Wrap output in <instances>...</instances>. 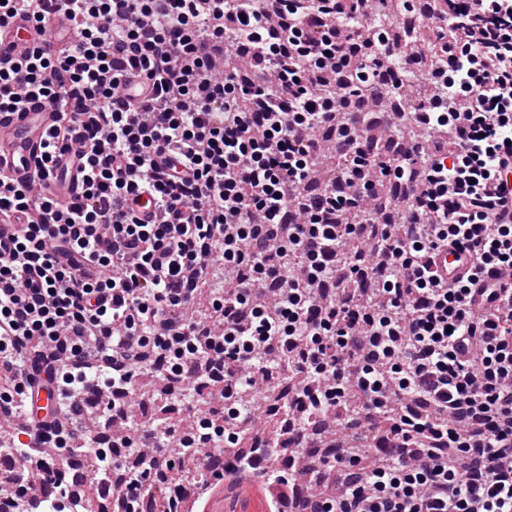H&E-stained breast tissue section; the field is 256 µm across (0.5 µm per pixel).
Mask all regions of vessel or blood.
<instances>
[{"label": "vessel or blood", "mask_w": 512, "mask_h": 512, "mask_svg": "<svg viewBox=\"0 0 512 512\" xmlns=\"http://www.w3.org/2000/svg\"><path fill=\"white\" fill-rule=\"evenodd\" d=\"M73 29L65 15H58L51 31L41 38H34L33 26L25 15L19 14L0 27V64L14 61L27 54L34 41L55 44L60 37H71ZM57 120L53 107L38 102L28 104L18 112L0 114V167L6 168L14 183L26 184L44 180L48 189L59 200H67L78 190L75 181L76 162L72 152H64L58 158L54 171L48 177H40L38 160L50 128ZM469 267L466 252L449 248L443 250L432 267L435 277L443 284H453ZM57 404L51 385L34 388L28 415L35 421H50Z\"/></svg>", "instance_id": "1"}]
</instances>
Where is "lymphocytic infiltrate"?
Wrapping results in <instances>:
<instances>
[{
  "label": "lymphocytic infiltrate",
  "instance_id": "lymphocytic-infiltrate-1",
  "mask_svg": "<svg viewBox=\"0 0 512 512\" xmlns=\"http://www.w3.org/2000/svg\"><path fill=\"white\" fill-rule=\"evenodd\" d=\"M377 0H67L76 39L0 67V112L28 100L59 117L39 158H83L80 192L60 202L0 168V220L17 221L16 264H0V416L27 411L26 366L39 359L58 411L25 424L24 512L55 489L57 452L86 454L91 375L133 452L98 481L113 512L164 494L173 457L201 459L216 438L239 445L254 371L293 377L281 429L302 445L322 418L387 422L366 463L351 444L324 467L341 489L311 512H512V0H438L426 11L436 60L422 94L386 65ZM132 86L135 97L123 96ZM408 87L397 117L429 144L383 155L350 100ZM339 163L309 194L325 146ZM405 215L373 207L380 179ZM152 196L160 223L133 204ZM466 250V278L438 287L440 249ZM224 285L210 287L215 268ZM164 392L208 378L222 416L188 427L129 414L135 378Z\"/></svg>",
  "mask_w": 512,
  "mask_h": 512
}]
</instances>
